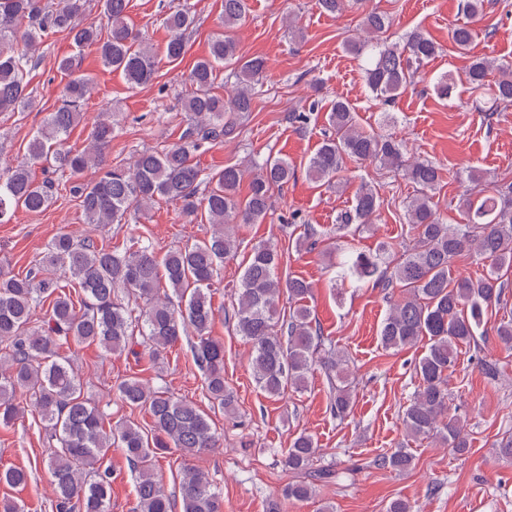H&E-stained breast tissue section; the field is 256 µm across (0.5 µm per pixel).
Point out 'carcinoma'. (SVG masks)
<instances>
[{
  "mask_svg": "<svg viewBox=\"0 0 512 512\" xmlns=\"http://www.w3.org/2000/svg\"><path fill=\"white\" fill-rule=\"evenodd\" d=\"M98 3L108 26L105 37L101 23L83 19V0H0V112L34 108L28 76L38 64L40 44L58 33L67 34L79 49H95L102 65L120 72L129 88L154 81L156 55L127 23L129 0ZM362 3L318 0L322 11L332 16ZM247 11L248 0H224L223 30L213 35L208 56L199 59L187 76L191 92L183 109L191 126L181 143L161 152L140 153L126 167L72 186L89 224H127L131 213L165 198L179 203L188 217L204 211L213 225L211 235L160 258L135 238L118 252L64 230L51 239L44 256L25 276L0 269V425H13L27 406L45 423L56 512H107L112 472L104 460L113 448L123 450L137 473L136 512H172L156 470L157 450L175 448L196 455L220 447V437L203 411L136 376L119 381L118 400L131 409L146 410L152 419L150 430L127 420L111 422L106 411L84 395V382L72 358L61 350L73 342L87 343L109 353L127 351L137 356L135 347L141 346L154 365L191 332V352L204 375L208 401L226 414L232 411L224 384V343L210 336L215 316L211 288L219 280L224 259L240 246L233 229L261 222L270 207L271 189L295 175L284 158L253 162L248 169L226 165L208 174L189 160L190 152L234 137L238 120L252 111L263 85L266 60L239 57L229 35ZM192 24L193 17L183 9L167 15L164 53L169 62L183 58L185 35ZM393 25L392 15L367 11L361 32L346 42L347 49L361 59L369 92L385 103L413 86L438 52L421 29L408 33L402 42L384 40ZM452 39L463 52L473 40V29L458 26ZM225 68L231 83L227 96L221 97L212 88ZM57 69L68 76L64 103L46 115L22 157L0 165V223L10 221L19 208L36 213L51 203L55 183L33 179L34 165L46 164L72 176L105 165L115 129L109 115L94 125L83 149L66 144L83 116L81 106L93 92L94 79L77 73L71 57L59 59ZM492 73L497 77L490 84ZM466 78L473 89L487 90L488 111L512 105L511 64L476 57L466 66ZM328 123L332 134L307 163L310 179L339 187L345 182L347 161L353 160L389 167L415 187L407 203L412 245L403 247L391 267L385 265L393 251L389 242L379 243L373 255L352 249L339 264L337 278L401 289V298L392 303L380 328L382 346L401 349L425 337L429 341L416 366L420 384L403 412L404 432L414 440L436 439L462 454L469 442L461 418L450 414V379L460 347L483 337L479 329L485 312L502 304L508 288L501 272L512 269V183L496 185L490 192L478 189L463 202V223L447 224L434 201L442 180L439 166L408 158L405 145L393 136L362 129L343 98H336ZM246 174L249 192L242 198L238 189ZM202 184L207 191L201 196ZM380 206L377 191L360 183L351 208L339 217V227L369 226ZM462 256L485 260L489 269L477 278L461 276L453 264ZM280 259L270 245L252 248L234 291V329L251 345L254 377L265 394L279 398L290 389L301 390L319 367L333 381L330 409L344 418L352 407L346 356L327 343L303 304L311 294L309 284L298 278L281 279ZM285 295L291 307L288 319L282 320L279 306ZM43 308L41 317L38 311ZM19 394L25 397L24 407L17 402ZM317 456L311 435L301 433L292 440L281 463L301 480L288 484L284 498L304 501L319 486L339 484V472L314 466ZM373 463L406 472L412 456L398 448ZM181 494L182 512H223L222 493L199 470H184Z\"/></svg>",
  "mask_w": 512,
  "mask_h": 512,
  "instance_id": "cac0c4a2",
  "label": "carcinoma"
}]
</instances>
